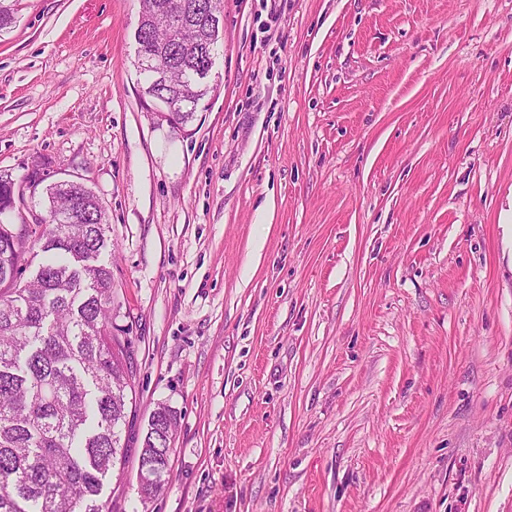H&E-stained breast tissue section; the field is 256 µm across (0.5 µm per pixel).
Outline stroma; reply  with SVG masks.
Listing matches in <instances>:
<instances>
[{"label":"stroma","instance_id":"obj_1","mask_svg":"<svg viewBox=\"0 0 512 512\" xmlns=\"http://www.w3.org/2000/svg\"><path fill=\"white\" fill-rule=\"evenodd\" d=\"M13 4L0 173L108 216L111 512H512V0H224L181 128L140 97L139 0ZM175 429L174 412L166 405H158L151 413L140 454L141 468L148 466L151 470L152 479L146 488L147 495L156 493L168 474Z\"/></svg>","mask_w":512,"mask_h":512}]
</instances>
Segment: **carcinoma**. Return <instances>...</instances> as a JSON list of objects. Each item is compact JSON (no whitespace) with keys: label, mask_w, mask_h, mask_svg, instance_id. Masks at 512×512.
Wrapping results in <instances>:
<instances>
[{"label":"carcinoma","mask_w":512,"mask_h":512,"mask_svg":"<svg viewBox=\"0 0 512 512\" xmlns=\"http://www.w3.org/2000/svg\"><path fill=\"white\" fill-rule=\"evenodd\" d=\"M224 0H141L140 37L160 57L165 77L143 67V98L170 113L169 124L190 122L214 92L203 69L219 31L206 15ZM47 216L38 237L27 225L0 224V512H105L104 480L122 455L120 426L130 386L125 343L112 335V267L90 265L110 246L106 210L84 183L29 181ZM15 182L0 174V215ZM45 254L36 274L22 281L25 255ZM176 417L158 405L140 454L157 492L169 471Z\"/></svg>","instance_id":"1"}]
</instances>
